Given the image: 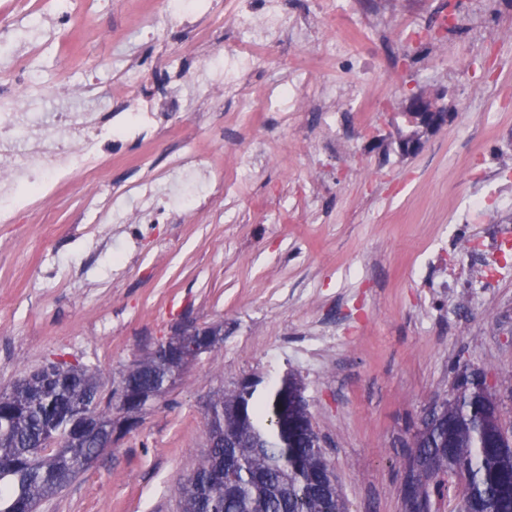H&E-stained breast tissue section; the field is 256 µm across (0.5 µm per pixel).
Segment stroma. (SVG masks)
<instances>
[{"label":"stroma","instance_id":"35a3bbf8","mask_svg":"<svg viewBox=\"0 0 512 512\" xmlns=\"http://www.w3.org/2000/svg\"><path fill=\"white\" fill-rule=\"evenodd\" d=\"M33 0H0V19L15 37L0 45V77L9 59L41 44L31 86L21 100L38 122L50 113L106 112L129 82L152 88L185 70L224 63L237 38L223 14L207 17L205 41L168 19L164 0H149L152 35L135 24L133 0H95L88 14L117 43H85L104 57L88 98H47L64 56L55 14H29ZM455 5L458 22L417 65L384 70L376 36L363 30L358 55L376 71V109L341 150L324 153L306 113L290 122L255 113L241 121L234 96L207 108L164 117L169 132L128 138L124 158L109 162L99 205L135 215L133 181L152 171L165 184L182 142L234 179L219 197L213 184L191 181L168 199L159 222L97 220L81 179L62 187L51 207H31L0 223V391L57 357L98 372L110 394L134 359L173 336L185 321L220 324L224 338L169 383L137 428L125 434L43 512H180L179 485L206 447L212 398L240 377L266 380L297 372L348 512H403L404 463L420 419L451 394L455 363L483 372L512 429V271L493 281L456 259L484 224L512 225V14L483 0L484 21L506 37L494 42L492 75L456 70L478 50L472 0H434L417 21ZM329 57L345 47L333 29L317 43L280 36L255 65L246 91L260 95L288 79L290 59L313 48ZM167 67H157L159 57ZM444 93L450 118L425 134L420 150L400 153L409 93ZM254 164L243 172L239 150ZM494 170L487 211L463 225L456 217L472 179ZM319 179L311 205L295 207L298 189ZM459 284L448 290L449 273ZM330 343L309 351L311 336Z\"/></svg>","mask_w":512,"mask_h":512}]
</instances>
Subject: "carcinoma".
Here are the masks:
<instances>
[{
    "instance_id": "cac0c4a2",
    "label": "carcinoma",
    "mask_w": 512,
    "mask_h": 512,
    "mask_svg": "<svg viewBox=\"0 0 512 512\" xmlns=\"http://www.w3.org/2000/svg\"><path fill=\"white\" fill-rule=\"evenodd\" d=\"M168 353L164 346L137 361L104 399L94 372L64 360L33 382L0 393V512H23L61 493L82 459L98 455L113 433L85 442L76 437L89 411L108 423L133 396L144 412L157 395ZM452 398L423 418L414 436L406 476L415 503L432 506L431 491L445 476L462 487L460 512H512V434L501 403L468 365L454 367ZM302 381L290 371L277 385L256 376L234 383L207 410L210 446L181 485L182 512H346L308 409L293 405ZM230 447H224V443Z\"/></svg>"
}]
</instances>
